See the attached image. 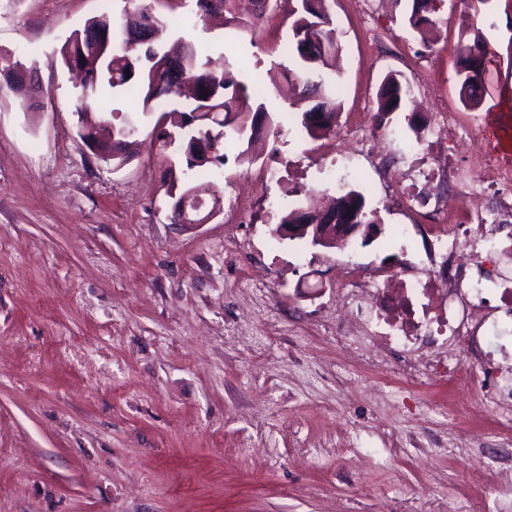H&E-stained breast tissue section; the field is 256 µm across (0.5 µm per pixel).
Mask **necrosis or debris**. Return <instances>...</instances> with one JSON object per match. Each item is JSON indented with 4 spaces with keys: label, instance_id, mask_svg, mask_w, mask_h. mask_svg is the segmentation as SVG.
<instances>
[{
    "label": "necrosis or debris",
    "instance_id": "necrosis-or-debris-1",
    "mask_svg": "<svg viewBox=\"0 0 512 512\" xmlns=\"http://www.w3.org/2000/svg\"><path fill=\"white\" fill-rule=\"evenodd\" d=\"M459 210L440 207L424 271L385 269L370 276L344 271L337 292L354 302L365 333L378 350L401 352L399 368L435 348L423 368L429 381L456 374L453 348H460L471 370L495 380L493 391H478L480 404H492L503 424H512V372L504 365L512 354V275L501 261L512 253V235L502 236L512 219V196H491L492 187L512 186V167L485 158Z\"/></svg>",
    "mask_w": 512,
    "mask_h": 512
}]
</instances>
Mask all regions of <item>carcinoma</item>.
Masks as SVG:
<instances>
[{
	"instance_id": "1",
	"label": "carcinoma",
	"mask_w": 512,
	"mask_h": 512,
	"mask_svg": "<svg viewBox=\"0 0 512 512\" xmlns=\"http://www.w3.org/2000/svg\"><path fill=\"white\" fill-rule=\"evenodd\" d=\"M238 2L219 0L218 10L239 29L255 28L263 14L255 13L252 19L244 20L238 16ZM295 2L287 48L292 66H280V75L302 83L299 98L291 104L295 122L310 137H327L335 133L336 117L341 109L336 96L340 76L335 65L341 44L325 0ZM152 3L153 0H139L133 9H126L118 16L103 14L87 19L61 46L59 62L66 67L73 63L82 67L90 79L77 96L74 112L79 115L89 111L91 104L133 88L142 98L145 113L159 111L163 101L182 106L184 116L192 119L189 137L205 141L210 151L207 159H185V174H203L209 165L224 164V155L220 154L223 141L243 142L254 138L249 118L253 113L265 111V104L249 84L237 78L229 61L217 65L188 41L179 39L168 50L135 42L129 27L131 16H139L151 28L163 23ZM434 3L435 0H412L406 24L412 29L435 25ZM489 51L486 39L478 35L460 51L456 76L460 86L473 89V95L464 103L467 108L481 104ZM18 65L39 74L36 65L0 51V70ZM410 94L411 87L398 75L386 76L377 93L375 124L379 127L387 124ZM111 127L109 139L97 140L95 155L104 161L123 164L132 157L135 144L132 137L137 127L130 118ZM332 203L357 214L364 224L380 223L376 212L367 207L363 193L349 186L332 198Z\"/></svg>"
}]
</instances>
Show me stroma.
<instances>
[{
    "instance_id": "stroma-1",
    "label": "stroma",
    "mask_w": 512,
    "mask_h": 512,
    "mask_svg": "<svg viewBox=\"0 0 512 512\" xmlns=\"http://www.w3.org/2000/svg\"><path fill=\"white\" fill-rule=\"evenodd\" d=\"M294 0H274L256 31L199 19L194 0L161 8L164 41L183 38L236 71L270 80L284 62ZM342 54L337 131L373 116L387 74L413 98L371 127L373 150L335 160L330 138L289 125L256 138L253 162L224 145L213 168L222 211L171 219L190 179L161 153L139 96L102 100L136 120L133 157L97 158L78 135L79 93L52 64L70 33L125 0H0V50L37 64L41 106L0 87V512H485L512 472V432L474 403L473 376L431 384L347 355L336 317V267L419 262L384 247L396 224L429 208L398 194L426 160L406 155L439 113L512 139V0H437L431 46L408 29L407 0H327ZM475 24L497 57L482 104L463 105L455 63ZM349 177L381 233L343 252L273 237L290 194L334 196ZM484 437L488 466L467 461ZM189 188H192V187L185 186L182 189L181 193L178 195V197H176L175 194L171 193V198L174 200L172 203V206H171V217L174 222H175V219H174V216H175L177 222L180 224H206L209 221L213 220L216 216H218L220 211L217 207L207 209L202 212H200V210H199V211H197L196 215L190 214L188 212V208H187L188 201L190 200V198L195 197L197 195L196 192L194 191V189H191L184 194L183 199L180 202V204L174 208V216H173V213H172L173 206L179 200L182 193Z\"/></svg>"
}]
</instances>
